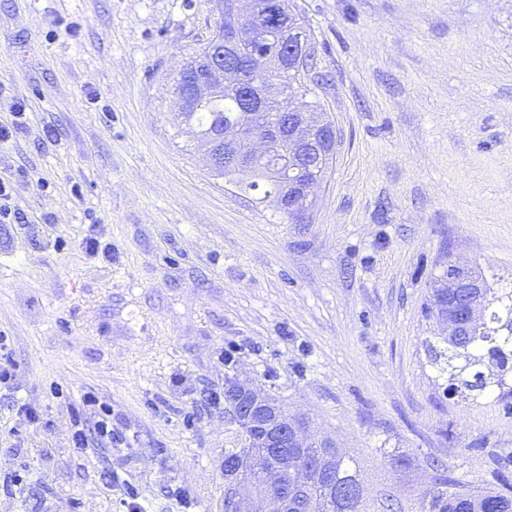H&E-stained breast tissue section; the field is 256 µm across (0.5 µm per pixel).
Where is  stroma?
<instances>
[{
	"mask_svg": "<svg viewBox=\"0 0 512 512\" xmlns=\"http://www.w3.org/2000/svg\"><path fill=\"white\" fill-rule=\"evenodd\" d=\"M294 4L339 132L308 226L214 179L177 128L171 84L214 0H0V121L29 109L0 154L28 218L0 224L19 366L0 512H126L129 486L145 512H223L240 441L209 397L229 374L346 448L371 512H417L432 460L512 495V404L445 392L422 313L447 242L512 289V0ZM86 392L128 446L74 447L65 401ZM399 453L419 466L396 472Z\"/></svg>",
	"mask_w": 512,
	"mask_h": 512,
	"instance_id": "stroma-1",
	"label": "stroma"
}]
</instances>
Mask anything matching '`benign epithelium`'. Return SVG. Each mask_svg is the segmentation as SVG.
<instances>
[{"instance_id":"benign-epithelium-1","label":"benign epithelium","mask_w":512,"mask_h":512,"mask_svg":"<svg viewBox=\"0 0 512 512\" xmlns=\"http://www.w3.org/2000/svg\"><path fill=\"white\" fill-rule=\"evenodd\" d=\"M279 0H224L221 3L216 26H224V50L229 53L249 48L246 67L254 77V87L261 99H279L287 95V88L271 72L269 56L252 50V46L267 36L268 28L257 24L258 18L277 16ZM283 44L287 46L288 59L299 64L314 53L312 40L299 30L282 28ZM209 81L190 80L182 92L174 97L176 109L185 106L188 99L208 91ZM337 131L334 123L314 125L296 112L286 123L268 118L256 125L248 114L236 125L224 129V151L242 159L251 166H266L278 170L288 166V156L311 155L327 149L335 152ZM325 182L324 176L310 169H295L289 173L286 186L276 199L277 206L291 214L299 224H310L317 190ZM448 287L455 297L471 301L470 312L459 313L454 304L448 305V318L440 325L450 336H462L474 326L477 303L485 293V285L465 267L448 273ZM236 398L234 404L242 406L245 416L240 419L246 448H306L321 437L303 416L290 415L275 403L268 393L233 380L231 385ZM224 476V512H286L285 504L273 497L245 498L235 492L236 473L232 467H221Z\"/></svg>"}]
</instances>
